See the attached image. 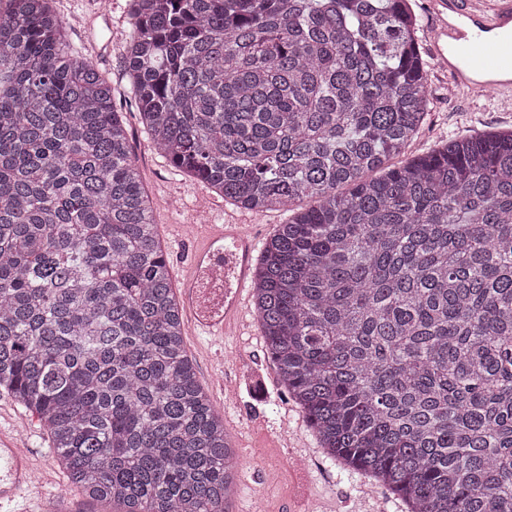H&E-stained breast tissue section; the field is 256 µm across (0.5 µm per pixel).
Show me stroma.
<instances>
[{"mask_svg": "<svg viewBox=\"0 0 512 512\" xmlns=\"http://www.w3.org/2000/svg\"><path fill=\"white\" fill-rule=\"evenodd\" d=\"M429 0H414L419 43L429 74V109L417 136L397 155L393 165L430 151L457 136L512 128V112L504 111L492 95L475 96L450 87L447 73L437 68L430 52L432 41ZM64 32L84 56L111 44L96 64L112 86L133 159L145 190L154 198V220L163 240H170L177 224H192L196 212L207 208L269 236L287 222L285 212L252 213L215 195L204 184L176 171L153 148L130 94L126 44L132 33L127 0H111L108 13L96 11V0H53ZM187 349L197 377L213 405L223 411L235 433L239 461L237 512H254L264 500L268 512H402L386 490L374 481L355 477L326 459L297 406L282 390L275 366L268 359L258 323L247 333L225 337L223 343L186 335ZM0 414L14 419L22 443L30 448L36 478L50 493L74 503V512H107V504H90L70 486L51 451L49 437L36 416L14 398L0 393Z\"/></svg>", "mask_w": 512, "mask_h": 512, "instance_id": "35a3bbf8", "label": "stroma"}]
</instances>
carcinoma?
<instances>
[{
  "label": "carcinoma",
  "mask_w": 512,
  "mask_h": 512,
  "mask_svg": "<svg viewBox=\"0 0 512 512\" xmlns=\"http://www.w3.org/2000/svg\"><path fill=\"white\" fill-rule=\"evenodd\" d=\"M411 0H129L141 122L253 213V304L326 457L405 512H512V130L387 165L428 108ZM381 170L369 179L366 174ZM112 86L0 13V391L117 512H233L238 457Z\"/></svg>",
  "instance_id": "carcinoma-1"
}]
</instances>
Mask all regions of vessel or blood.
I'll return each mask as SVG.
<instances>
[{"label": "vessel or blood", "mask_w": 512, "mask_h": 512, "mask_svg": "<svg viewBox=\"0 0 512 512\" xmlns=\"http://www.w3.org/2000/svg\"><path fill=\"white\" fill-rule=\"evenodd\" d=\"M433 57L460 90L489 89L512 103V0H431ZM262 239L244 224L207 225L177 280L196 333L243 329L255 254ZM14 427L0 425V505L43 500L32 455L17 452Z\"/></svg>", "instance_id": "b4317fda"}]
</instances>
